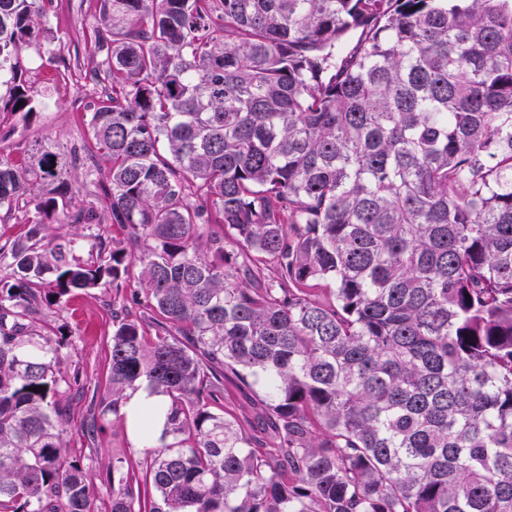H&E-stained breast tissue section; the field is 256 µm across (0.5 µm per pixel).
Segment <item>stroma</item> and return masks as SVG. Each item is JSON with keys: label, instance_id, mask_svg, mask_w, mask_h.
I'll return each instance as SVG.
<instances>
[{"label": "stroma", "instance_id": "obj_1", "mask_svg": "<svg viewBox=\"0 0 512 512\" xmlns=\"http://www.w3.org/2000/svg\"><path fill=\"white\" fill-rule=\"evenodd\" d=\"M99 11L100 0H55L43 36L20 50V79L47 106L27 120L0 113V155L18 158L43 145L66 156L78 152L81 165L70 164L64 170L65 179L76 186L82 183L86 162L98 167L101 181L109 179V164L96 153L86 122L102 91L90 79L97 59L83 32ZM140 287L133 278L117 290H75L44 312L46 330L64 337L62 370L79 372L83 383L82 391L69 397L70 453L89 463L93 483L100 489L107 485L116 458L134 464L143 457L126 426L104 425L91 439L83 434L99 412V400L109 394L112 310Z\"/></svg>", "mask_w": 512, "mask_h": 512}]
</instances>
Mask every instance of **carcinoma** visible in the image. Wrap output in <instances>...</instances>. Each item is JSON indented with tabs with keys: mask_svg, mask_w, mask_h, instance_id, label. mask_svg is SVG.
I'll return each mask as SVG.
<instances>
[{
	"mask_svg": "<svg viewBox=\"0 0 512 512\" xmlns=\"http://www.w3.org/2000/svg\"><path fill=\"white\" fill-rule=\"evenodd\" d=\"M51 4L0 0V112L37 113ZM89 41L107 213L31 187L59 153L0 156V512H98L43 310L134 277L99 418L167 407L110 512H512V0H101ZM24 211L21 208L6 211L0 210V243L13 239L22 229L25 222ZM44 233L48 238H76L80 246L77 254L84 259L88 257L89 243L83 236H86L89 231L83 224H72L69 219L58 214L46 220ZM235 378L231 373H228V381L224 382L225 400L224 403L232 409H235L237 414L247 416L253 419L255 404L262 395V391L258 387L250 390H239L234 385Z\"/></svg>",
	"mask_w": 512,
	"mask_h": 512,
	"instance_id": "obj_1",
	"label": "carcinoma"
}]
</instances>
